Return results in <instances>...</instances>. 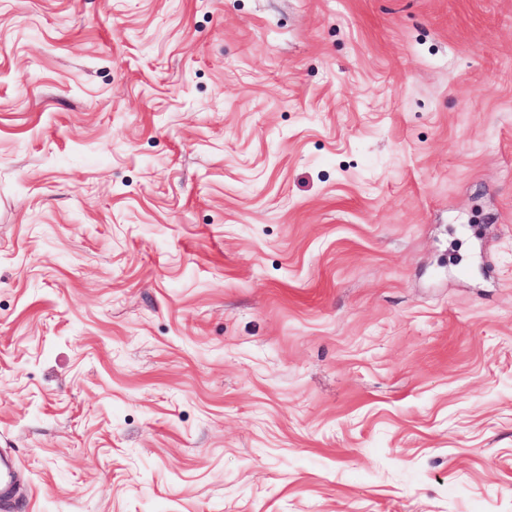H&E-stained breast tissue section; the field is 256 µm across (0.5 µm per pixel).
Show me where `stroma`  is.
I'll list each match as a JSON object with an SVG mask.
<instances>
[{"mask_svg": "<svg viewBox=\"0 0 512 512\" xmlns=\"http://www.w3.org/2000/svg\"><path fill=\"white\" fill-rule=\"evenodd\" d=\"M0 448L24 512H512V0H0Z\"/></svg>", "mask_w": 512, "mask_h": 512, "instance_id": "stroma-1", "label": "stroma"}]
</instances>
